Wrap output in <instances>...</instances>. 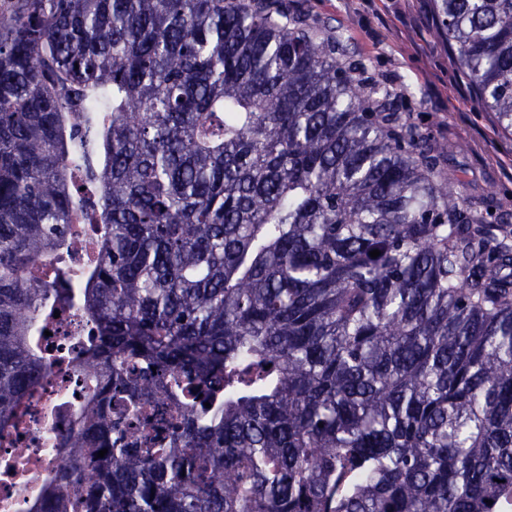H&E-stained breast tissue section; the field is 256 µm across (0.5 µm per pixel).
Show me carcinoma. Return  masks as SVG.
<instances>
[{"label":"carcinoma","instance_id":"carcinoma-1","mask_svg":"<svg viewBox=\"0 0 512 512\" xmlns=\"http://www.w3.org/2000/svg\"><path fill=\"white\" fill-rule=\"evenodd\" d=\"M439 13L512 135V0ZM366 73L287 0H0V443L85 384L28 512H512V214ZM67 316L66 332L52 336L51 341L55 347L62 349V353L74 356L80 350L81 341H84L88 336L89 327L79 311L71 310L67 313Z\"/></svg>","mask_w":512,"mask_h":512}]
</instances>
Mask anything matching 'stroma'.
Here are the masks:
<instances>
[{
	"instance_id": "35a3bbf8",
	"label": "stroma",
	"mask_w": 512,
	"mask_h": 512,
	"mask_svg": "<svg viewBox=\"0 0 512 512\" xmlns=\"http://www.w3.org/2000/svg\"><path fill=\"white\" fill-rule=\"evenodd\" d=\"M335 27L369 73L403 97V110L433 143L447 146L445 178L512 210V137L472 91L455 53L435 34L434 0H288Z\"/></svg>"
}]
</instances>
